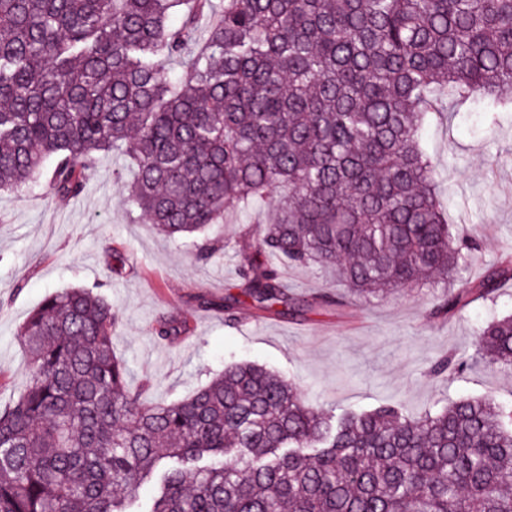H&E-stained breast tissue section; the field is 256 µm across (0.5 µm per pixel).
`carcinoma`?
<instances>
[{
  "instance_id": "carcinoma-1",
  "label": "carcinoma",
  "mask_w": 512,
  "mask_h": 512,
  "mask_svg": "<svg viewBox=\"0 0 512 512\" xmlns=\"http://www.w3.org/2000/svg\"><path fill=\"white\" fill-rule=\"evenodd\" d=\"M448 96L486 139L512 114V0H0V191L48 174L83 194L96 161L128 160L130 206L169 238L263 203L242 296L293 320L344 305L298 297L282 265L332 272L367 298L443 286L462 315L512 280L450 231L422 131ZM119 312L90 288L45 297L0 404V512H512V404L464 398L326 412L266 367L231 363L191 395L145 404L113 349ZM512 373V315L474 364Z\"/></svg>"
}]
</instances>
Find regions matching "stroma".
Listing matches in <instances>:
<instances>
[{"mask_svg": "<svg viewBox=\"0 0 512 512\" xmlns=\"http://www.w3.org/2000/svg\"><path fill=\"white\" fill-rule=\"evenodd\" d=\"M427 151L448 167L454 192L448 202L454 228L476 240L484 257L467 275L477 278L484 263L512 251V121H504L487 143L477 114L431 119ZM123 157H101L78 198L61 202L47 183L0 192V400L25 379L19 335L46 295L66 288H93L121 315L113 347L130 370L128 384L147 403L190 395L231 362H255L293 382L303 397L325 410L365 411L395 404L412 414L435 411L467 397L512 402V374L477 366L433 378L440 356L473 351L477 324L512 313V282L465 315L431 314L441 291L416 286L388 297L349 298L340 313L320 311L307 319L256 317L243 305L234 320L199 305L202 295L239 293L241 254L252 240L241 219L208 228L206 238L222 249L199 261L190 241L159 234L130 208L114 171ZM129 258L121 280L109 274L114 251ZM186 328L170 344L158 339V320Z\"/></svg>", "mask_w": 512, "mask_h": 512, "instance_id": "stroma-1", "label": "stroma"}]
</instances>
